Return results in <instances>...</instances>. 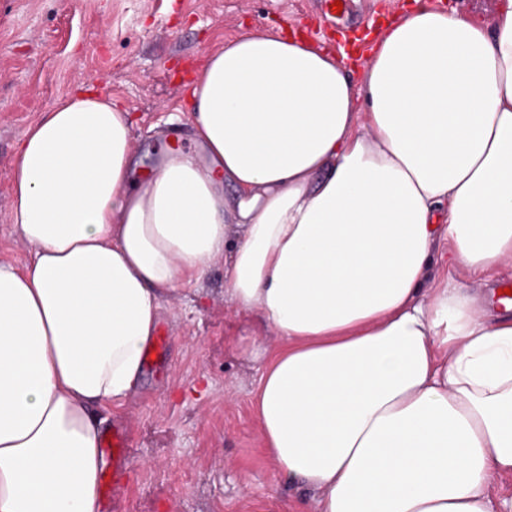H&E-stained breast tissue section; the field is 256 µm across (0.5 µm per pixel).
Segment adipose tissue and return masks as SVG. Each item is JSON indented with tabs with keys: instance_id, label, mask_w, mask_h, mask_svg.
Returning <instances> with one entry per match:
<instances>
[{
	"instance_id": "1",
	"label": "adipose tissue",
	"mask_w": 512,
	"mask_h": 512,
	"mask_svg": "<svg viewBox=\"0 0 512 512\" xmlns=\"http://www.w3.org/2000/svg\"><path fill=\"white\" fill-rule=\"evenodd\" d=\"M361 68L300 35L209 51L196 148L142 171L87 87L22 135L0 259V512H101V420L139 390L176 294L216 260L265 328L251 403L288 512H512V311L434 276L512 261V0H417Z\"/></svg>"
}]
</instances>
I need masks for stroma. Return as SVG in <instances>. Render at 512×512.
<instances>
[{
  "label": "stroma",
  "mask_w": 512,
  "mask_h": 512,
  "mask_svg": "<svg viewBox=\"0 0 512 512\" xmlns=\"http://www.w3.org/2000/svg\"><path fill=\"white\" fill-rule=\"evenodd\" d=\"M412 0H348L328 21L319 0H0V241L19 139L45 111L92 86L135 116L144 168L165 146L193 147L178 106L210 49L288 27L313 42L354 36ZM262 324L224 299V264L181 293L159 327L161 358L120 413L96 408L103 430L132 434L121 512H286L304 489L278 475L251 413L261 364L246 351Z\"/></svg>",
  "instance_id": "obj_1"
}]
</instances>
